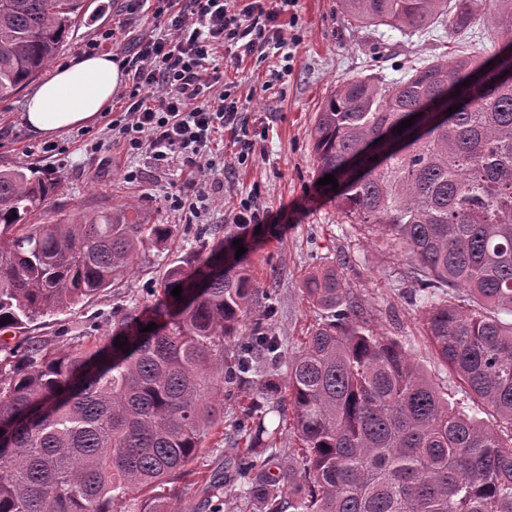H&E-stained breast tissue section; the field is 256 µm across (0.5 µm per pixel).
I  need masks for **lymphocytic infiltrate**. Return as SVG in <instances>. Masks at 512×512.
<instances>
[{
    "mask_svg": "<svg viewBox=\"0 0 512 512\" xmlns=\"http://www.w3.org/2000/svg\"><path fill=\"white\" fill-rule=\"evenodd\" d=\"M296 2L154 0V30L139 38L133 57L121 61L131 80L124 93L129 103L110 129L155 166L181 160L189 179L174 205L188 208L192 217H200L208 205L200 178L213 168L216 134L237 133L239 161L255 151L243 133L244 104L225 87L216 54L222 49L237 60L265 57L285 43L278 18Z\"/></svg>",
    "mask_w": 512,
    "mask_h": 512,
    "instance_id": "obj_1",
    "label": "lymphocytic infiltrate"
}]
</instances>
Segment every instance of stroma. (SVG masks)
I'll use <instances>...</instances> for the list:
<instances>
[{"label":"stroma","instance_id":"35a3bbf8","mask_svg":"<svg viewBox=\"0 0 512 512\" xmlns=\"http://www.w3.org/2000/svg\"><path fill=\"white\" fill-rule=\"evenodd\" d=\"M137 2L87 0L88 11L56 65L89 54L94 42L100 52L119 58L133 55L135 34L148 33L155 25L151 12L143 11L136 33L119 28L127 6ZM278 22L294 44L263 61L249 57L224 65L226 82L246 100L244 118L255 153L237 163L236 146L224 140L214 170L205 175L212 203L198 220L186 218L170 201L185 179L180 163L160 170L145 155L127 152L108 133L109 116L46 140L24 123L27 91L0 99V169L19 166L41 177H60L50 210L100 211L133 203L150 223L170 228L169 236L150 246L145 262L125 282L72 310L39 317L24 332H1L0 343L13 346L31 338L68 350L81 344L87 332L106 334L115 308L147 301L160 274L197 252L210 229L232 223L239 203L247 202L259 212L261 225L249 235L248 265L259 290L255 312L260 315L273 306L269 326L284 354L296 350L321 315L302 293L305 274L335 264L344 254L350 262L341 273L361 303L368 327L399 340L437 382L452 384L422 340L424 303L408 260L379 232L343 222L335 201L318 192L311 128L338 80L370 73L392 79L403 65L447 54L453 43L357 27L341 0H298L281 12ZM91 141L102 142L100 153H86Z\"/></svg>","mask_w":512,"mask_h":512}]
</instances>
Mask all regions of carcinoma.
Segmentation results:
<instances>
[{"label": "carcinoma", "mask_w": 512, "mask_h": 512, "mask_svg": "<svg viewBox=\"0 0 512 512\" xmlns=\"http://www.w3.org/2000/svg\"><path fill=\"white\" fill-rule=\"evenodd\" d=\"M487 1L494 34L512 45V0L342 3L359 26L412 37L465 32ZM85 9L86 0H0V98L46 69ZM436 101L460 109L433 124ZM311 138L317 178L338 183L321 190L412 264L424 338L469 405H451L399 341L365 327L342 259L304 279L325 318L289 359L263 323L243 332L257 288L233 242L249 225L226 224L91 345L0 346V512H116L118 502L127 512H224L230 482L260 512H512V51L485 58L464 42L395 79H341ZM368 144L380 160L362 154ZM359 153L362 175L348 167ZM57 188L0 170V331L110 288L169 234L128 207L28 223ZM250 372L280 397L240 406L244 447L225 449L233 470L197 468L206 436L224 426V385ZM269 409L281 417L273 428Z\"/></svg>", "instance_id": "1"}]
</instances>
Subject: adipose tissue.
<instances>
[{
    "instance_id": "1",
    "label": "adipose tissue",
    "mask_w": 512,
    "mask_h": 512,
    "mask_svg": "<svg viewBox=\"0 0 512 512\" xmlns=\"http://www.w3.org/2000/svg\"><path fill=\"white\" fill-rule=\"evenodd\" d=\"M124 79L112 54L77 57L58 67L29 96L24 121L31 133L44 138L89 125L118 96Z\"/></svg>"
}]
</instances>
